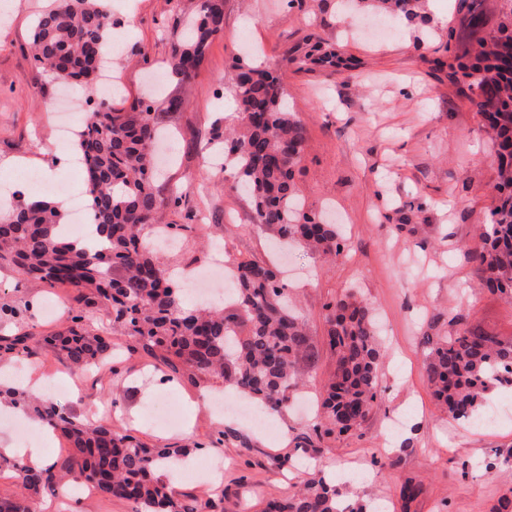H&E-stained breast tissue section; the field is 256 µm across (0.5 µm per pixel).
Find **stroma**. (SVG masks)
Returning <instances> with one entry per match:
<instances>
[{"instance_id": "1", "label": "stroma", "mask_w": 512, "mask_h": 512, "mask_svg": "<svg viewBox=\"0 0 512 512\" xmlns=\"http://www.w3.org/2000/svg\"><path fill=\"white\" fill-rule=\"evenodd\" d=\"M52 0H11L0 18V185L16 184L19 174L51 168L53 180L82 181L81 171L56 167L71 142L58 141L53 116L72 113L81 122L86 101L97 89L77 87L75 103L60 99V83L33 63V20ZM197 0H112V24L121 36L112 51L118 76L112 106L129 108L139 98L152 101L159 127L174 133L158 180L162 189L181 188L182 201L164 221L195 228L181 232V244L162 250L166 266L202 271L215 259L232 264L252 259L278 261L292 309L306 322L318 357L300 368L307 398L333 372L326 345V306L351 288L370 303L386 348L379 371L381 395L374 412L355 435L326 437L320 452L298 445L311 433L315 412L302 404L272 420L268 430L241 418L225 421L214 408L223 396L218 377L167 378L143 375L154 360L133 339L118 353L86 371L73 396L87 414L96 401H111L112 426L154 448L185 447L190 468L166 472L177 495L212 503V512H259L264 501L293 491L299 462L315 464L335 477L351 498L387 504L403 512L402 485L420 482L422 492L410 512H490L512 492V462L496 475L483 463L495 448H512V386L494 389L485 409L496 424L475 429L452 420L434 405L419 344L423 333H445L450 319L459 328L479 329L512 339V300L482 288L468 252L477 250L482 225L496 204V171L483 119L448 79L447 62L470 37L459 0H426L425 22L400 25L393 34L343 22L337 0H224V35L212 42L190 84L165 67L178 22ZM334 45L351 62L337 75L299 71L287 57L306 39ZM278 67L288 106L306 130V147L294 181L304 213L328 216L340 226L337 257L299 248L274 253V231L255 226L246 196L224 188L222 168L206 166L218 150L213 126L236 125L230 87L224 77L238 61ZM177 110H168L169 99ZM425 225L417 235L397 231L402 218ZM69 288L21 279L0 271V305L20 308V320H0V335L17 324L49 335L65 325ZM176 395L179 425L161 426L144 412L157 395ZM232 436H225V429ZM223 463L219 486L207 480L208 464ZM51 512H133L132 504L92 490L73 499L37 496Z\"/></svg>"}]
</instances>
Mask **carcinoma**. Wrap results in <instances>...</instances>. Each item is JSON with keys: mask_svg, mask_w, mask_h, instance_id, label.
Masks as SVG:
<instances>
[{"mask_svg": "<svg viewBox=\"0 0 512 512\" xmlns=\"http://www.w3.org/2000/svg\"><path fill=\"white\" fill-rule=\"evenodd\" d=\"M424 0H348L351 9L411 22ZM507 21L478 40L474 57L456 55L450 79L477 109L491 132L499 204L486 225L481 249L473 254L491 292L512 298V0H504ZM466 28L484 26L476 0L464 14ZM224 32V0H200L184 19L169 66L184 83L201 68L211 43ZM112 14L98 0H55L33 26L32 49L43 72L62 80L94 84L103 63L104 38ZM298 70L340 73L336 47L315 43L287 59ZM240 130L224 136V168L230 188L242 187L254 207V223L275 230L286 243L324 253L341 251L336 225L302 213L295 186L306 132L287 111L284 83L276 72L239 62L229 78ZM86 130L74 141L84 168L86 209L94 242L82 248L60 233L65 212L57 201L16 199L0 216V269L50 286L66 285L73 304L66 326L39 336L30 330L0 337V353L31 354L52 347L75 371H86L112 353V336L133 338L157 360V367L181 365L190 377L219 376L225 386L270 414L287 410L297 390L302 362L316 357L303 322L288 308L276 271L257 261L235 264L230 309L191 308L167 274L161 258L144 245L143 230L158 224L179 201L164 195L153 176L152 147L159 136L152 105L133 103L115 111L99 101L87 111ZM327 343L335 357L332 376L321 382L319 401L324 434H353L380 395L379 369L385 350L369 304L353 294L330 305ZM100 311L98 327L88 313ZM426 380L436 404L448 417L471 422L488 394L512 375V342L480 330L421 337ZM21 405L27 414L69 445L67 456L35 468L0 455L12 468L24 496L0 499V512H31L28 499L63 481L90 485L100 493L135 505L136 512H205L209 504L175 496L162 471L185 448H150L112 428L105 419H83L70 407L37 398L20 387L0 388V400ZM421 492L408 480L400 490L403 510ZM264 512H376L347 499L336 481L305 480L288 495L269 501Z\"/></svg>", "mask_w": 512, "mask_h": 512, "instance_id": "1", "label": "carcinoma"}]
</instances>
